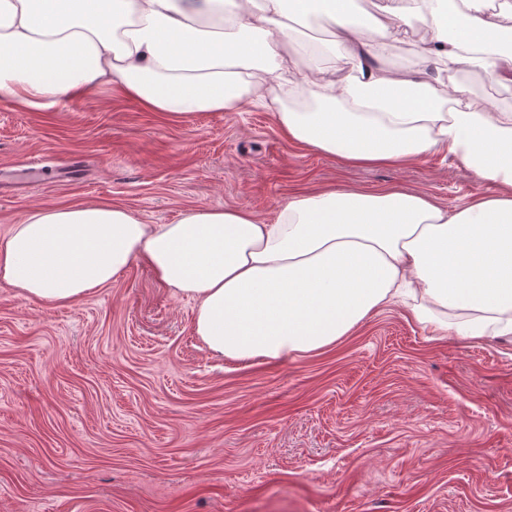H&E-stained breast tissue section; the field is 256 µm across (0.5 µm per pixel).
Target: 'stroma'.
Instances as JSON below:
<instances>
[{"mask_svg":"<svg viewBox=\"0 0 512 512\" xmlns=\"http://www.w3.org/2000/svg\"><path fill=\"white\" fill-rule=\"evenodd\" d=\"M422 33L408 17L382 66L512 110V81L446 75ZM393 187L450 209L494 191L441 152L401 167L316 153L267 105L174 121L116 84L49 112L0 100V235L42 205L271 221L298 193ZM195 308L141 260L66 306L0 283V512H512V336L438 339L393 305L320 351L238 363L195 336Z\"/></svg>","mask_w":512,"mask_h":512,"instance_id":"1","label":"stroma"}]
</instances>
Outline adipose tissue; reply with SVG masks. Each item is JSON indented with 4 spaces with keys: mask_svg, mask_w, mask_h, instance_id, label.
Wrapping results in <instances>:
<instances>
[{
    "mask_svg": "<svg viewBox=\"0 0 512 512\" xmlns=\"http://www.w3.org/2000/svg\"><path fill=\"white\" fill-rule=\"evenodd\" d=\"M490 0H388L374 42L352 0H0V99L49 111L119 82L179 119L262 100L265 65L317 107L279 112L289 140L352 165L404 164L434 151L495 193L453 210L404 189H328L288 199L268 222L244 208H201L143 223L109 204L43 207L0 236V282L24 300L67 305L146 260L178 297L196 300L194 331L230 360L279 361L322 350L371 313L403 303L437 336H512V111L473 112L463 88L377 66L407 17L425 23L419 54L512 77ZM329 20L333 70L284 77L291 14Z\"/></svg>",
    "mask_w": 512,
    "mask_h": 512,
    "instance_id": "1",
    "label": "adipose tissue"
}]
</instances>
